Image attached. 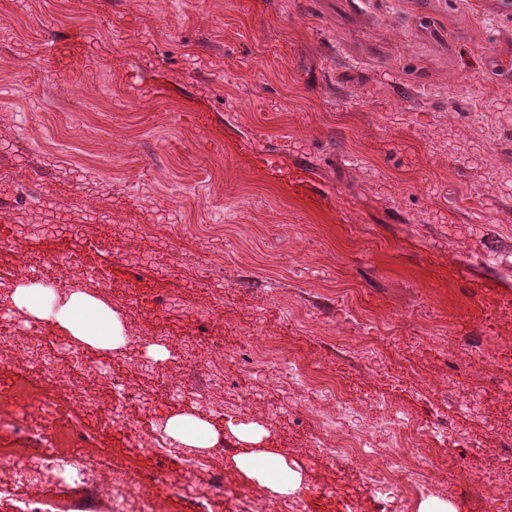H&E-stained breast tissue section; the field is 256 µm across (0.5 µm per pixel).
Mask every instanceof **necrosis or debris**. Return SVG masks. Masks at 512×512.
Returning a JSON list of instances; mask_svg holds the SVG:
<instances>
[{
  "mask_svg": "<svg viewBox=\"0 0 512 512\" xmlns=\"http://www.w3.org/2000/svg\"><path fill=\"white\" fill-rule=\"evenodd\" d=\"M83 277L77 257L44 256L0 274V294L9 293L20 280L32 284L54 280L60 290L78 291ZM48 334L45 322L37 319L27 321L23 328L10 326L7 332H0V354L15 359L19 368L16 378L0 382V398L13 401L19 412L13 428L29 441L20 457L0 458V469L8 473L0 493L13 500L14 512H45L40 490L50 481L82 488L88 500L106 502L107 512H152L151 486L166 481L180 498L198 504L201 512H222L224 474L212 465V449L186 448L167 434L155 433L140 441L149 471L116 474L108 465L84 455L91 440L88 432L73 426L69 414L56 402L31 397L29 390L32 384H49L69 376L76 385L73 403L80 411L106 413L108 422L139 436V428L126 414L132 405L147 410L157 402L185 394L209 402L215 412H223L224 397L232 392L224 380L223 355L212 357L206 373L191 378L188 384L167 382L147 394L133 383L128 370L148 367L158 373L160 363L147 364L129 356L123 367L105 375L87 347L63 343L53 348L46 341ZM100 375L111 389V401L105 408L98 394L83 385L84 380ZM302 377L307 385L317 387L323 398L336 404L335 415L322 418L318 454L328 460L340 453L350 455L369 472L372 494L384 500L388 512H413L432 489L421 461L434 451L448 458L453 455L446 433L433 421L405 419L394 413L386 419L389 439L378 445L361 425L360 412L344 401L342 383L321 371H306ZM472 453L482 460L484 477L504 490L503 496L493 501L492 512H512V450L491 452L476 447ZM174 458L181 462L182 471L171 476L165 465Z\"/></svg>",
  "mask_w": 512,
  "mask_h": 512,
  "instance_id": "obj_1",
  "label": "necrosis or debris"
}]
</instances>
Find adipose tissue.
<instances>
[{
	"label": "adipose tissue",
	"mask_w": 512,
	"mask_h": 512,
	"mask_svg": "<svg viewBox=\"0 0 512 512\" xmlns=\"http://www.w3.org/2000/svg\"><path fill=\"white\" fill-rule=\"evenodd\" d=\"M15 308L28 310L37 317H52L68 330L76 340L98 350H115L123 346V328L110 309L103 303L80 292L65 298L44 296L41 289L21 286L11 294ZM168 435L192 448H209L215 442L208 421L193 414H175L165 421ZM238 434L247 447L235 456L238 469L248 477L269 485L276 493L288 495L298 490L300 478L289 469L285 459L277 452L250 451L252 443L261 440L264 431L256 425L242 426Z\"/></svg>",
	"instance_id": "ef3b65f1"
}]
</instances>
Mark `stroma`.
<instances>
[{
  "mask_svg": "<svg viewBox=\"0 0 512 512\" xmlns=\"http://www.w3.org/2000/svg\"><path fill=\"white\" fill-rule=\"evenodd\" d=\"M74 33L75 64L46 55ZM510 85L512 0H0V273L75 252L124 328L223 342L243 393L205 415L224 512L237 491L274 495L233 461L251 424L301 495L333 487L313 512H383L348 458L315 455L321 424L299 405L317 394L273 393L235 359L256 334L333 372L377 442L384 413L437 421L458 446L450 477L424 464L435 500L489 512L469 444L512 446V391L461 363L512 339ZM46 206L82 230L21 235ZM385 319L399 339L375 358L348 344ZM450 378L479 390L471 417ZM86 425L92 459L142 466L122 431Z\"/></svg>",
  "mask_w": 512,
  "mask_h": 512,
  "instance_id": "35a3bbf8",
  "label": "stroma"
}]
</instances>
